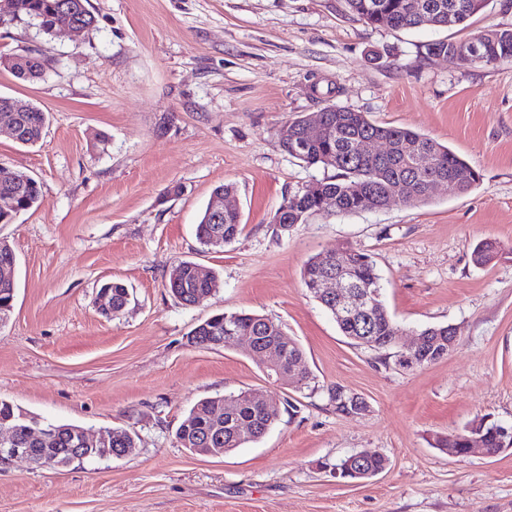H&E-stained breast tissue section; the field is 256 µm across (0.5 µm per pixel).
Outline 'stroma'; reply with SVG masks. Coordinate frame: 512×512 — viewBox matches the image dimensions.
Returning <instances> with one entry per match:
<instances>
[{"label":"stroma","mask_w":512,"mask_h":512,"mask_svg":"<svg viewBox=\"0 0 512 512\" xmlns=\"http://www.w3.org/2000/svg\"><path fill=\"white\" fill-rule=\"evenodd\" d=\"M89 8L96 26L79 33L0 25V56L43 64L24 81L0 63V96L49 117L33 146L0 133V170L41 185L36 207L0 224L17 258L13 310L0 325V400L47 421L122 428L137 445L62 470L22 459L0 467V512H512V450L455 458L436 446L483 416L512 426V61L463 67L418 50L512 28V0L422 31L363 24L345 0ZM329 101L448 145L479 183L279 227L288 196L334 174L288 156L279 130ZM227 183L242 231L210 249L196 225ZM480 241L498 247L484 266L471 259ZM350 247L382 278L400 348L424 327L452 324V353L403 371L342 336L302 270ZM182 260L215 272L219 288L182 304L166 287ZM112 281L130 294L114 318L98 307ZM223 311L279 323L301 346L312 387L268 380L260 356L234 343H191ZM335 385L362 396L367 412L338 414ZM258 388L291 400L258 442L221 457L178 445L199 400ZM365 450L387 468L336 479L332 463Z\"/></svg>","instance_id":"35a3bbf8"}]
</instances>
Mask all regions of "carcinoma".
<instances>
[{"mask_svg": "<svg viewBox=\"0 0 512 512\" xmlns=\"http://www.w3.org/2000/svg\"><path fill=\"white\" fill-rule=\"evenodd\" d=\"M416 2L425 13H434L443 23L452 26L465 24L478 13L474 0H346L349 12L366 25L386 24L394 29L414 30L425 27L424 19L410 8ZM26 17L47 35H53L63 24H79L87 30L95 27L96 19L88 7V0H11V9L0 14V23ZM493 39L479 40L481 64L494 66L512 60V28L491 27ZM454 47L451 39L426 42L420 46V54L431 57L437 53L449 54ZM7 66L21 79L33 80L41 77L43 66L38 57L18 55L5 60ZM6 102L0 100V122L8 121L18 129L17 142L33 145L41 138L47 122L46 113L36 106L23 112H6ZM320 117L328 129V136L309 146L295 159L309 167L333 169L336 175L320 182V193L303 191L288 197L280 207L277 218L280 226L303 224L307 218L322 211L338 214L362 212L369 207H377L393 195L404 184L411 185L414 194L424 199L429 183L437 178L452 177L459 184L462 194L469 193L480 174L470 167L450 148L412 129L387 126L370 120L363 112L328 103ZM378 135L384 138L389 149L379 156L361 155L357 151L360 138ZM357 190H352V187ZM40 185L32 177L20 183L0 180V224L11 223L18 215L31 210L38 202ZM241 231V219L233 212L217 217L205 210L196 225L198 240L207 247L222 248L231 243ZM349 264L345 272L347 281L355 288L382 290L381 277L371 257L358 250L349 249ZM496 251L481 241L471 252L477 265L492 261ZM328 254L312 257L304 266L303 281L306 288L315 287L316 281L324 274L322 265L328 261ZM16 272L14 252L0 249V315L8 316L14 300L13 284L16 278L9 273ZM167 288L185 304L195 303L198 293H212L219 288L216 275L204 279L195 273V263L181 261L170 271ZM112 298V316H119L128 303L127 288L119 282L104 287ZM317 301L333 316L343 336H355L361 332L377 337L380 346H385L391 336L400 335V329L392 321L383 301L371 310L370 321L357 322L336 316L329 301L323 297ZM233 324L243 336H256L264 345L273 350L279 358L283 370L293 363L305 359L298 342L287 335L281 325L270 318L245 313H218L214 315L208 329L202 332L191 331L193 344L211 347L213 341L224 336V325ZM420 334L431 341H439L434 354L424 360L431 364L448 355V326H430L420 330ZM249 391L233 395H216L198 402L176 430L177 443L187 449L222 448L228 453L255 442L263 437L275 424L281 400L270 397V403L260 405L248 399ZM14 430L17 437L27 441V447L34 449L36 458H54L56 462L68 466V457L76 448L77 425L57 424L60 430L55 445L47 448L37 444L27 434L29 422L21 419L7 402L0 401V421ZM249 424L250 432L242 435L236 423ZM334 466L348 471L347 479L362 480L383 468L381 458H368L363 461L347 455L336 460Z\"/></svg>", "mask_w": 512, "mask_h": 512, "instance_id": "cac0c4a2", "label": "carcinoma"}]
</instances>
